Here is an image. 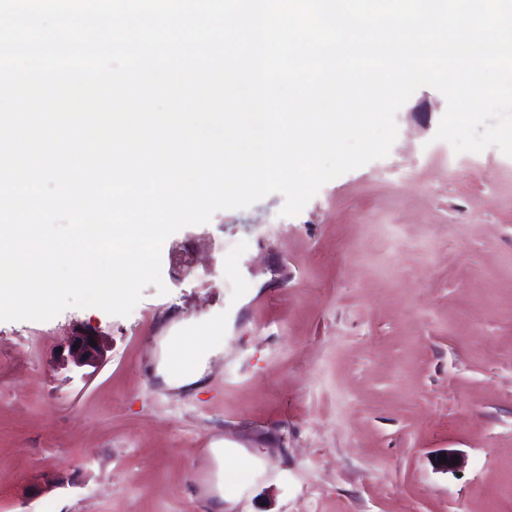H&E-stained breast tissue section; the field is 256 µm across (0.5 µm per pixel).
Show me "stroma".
<instances>
[{"label": "stroma", "mask_w": 512, "mask_h": 512, "mask_svg": "<svg viewBox=\"0 0 512 512\" xmlns=\"http://www.w3.org/2000/svg\"><path fill=\"white\" fill-rule=\"evenodd\" d=\"M446 107L418 89L297 215L172 234L128 316L0 321V512H512V157L449 171ZM201 325L183 386L165 340ZM84 331L102 360L51 364ZM198 334L199 336H170L166 341L167 366L184 382H193L198 378L210 354L211 342L222 337L211 336L209 330H201Z\"/></svg>", "instance_id": "35a3bbf8"}]
</instances>
